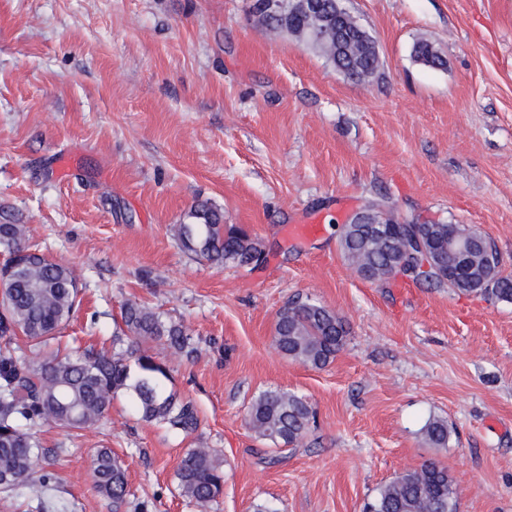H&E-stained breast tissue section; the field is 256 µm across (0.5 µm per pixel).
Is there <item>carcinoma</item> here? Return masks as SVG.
I'll use <instances>...</instances> for the list:
<instances>
[{
    "mask_svg": "<svg viewBox=\"0 0 512 512\" xmlns=\"http://www.w3.org/2000/svg\"><path fill=\"white\" fill-rule=\"evenodd\" d=\"M334 0H323L326 27L344 29L340 51L345 64L355 63L375 74L379 54L372 37L357 35L352 19L336 23ZM415 60L436 69L444 66L439 51L427 41L413 47ZM452 224H435L430 242L448 245ZM182 248L211 264L247 267L264 253L261 239L224 216L208 203H198L177 225ZM340 250L356 270L381 273L391 260L387 248L375 240L361 243L356 225L344 224ZM0 248L8 255L0 275L6 288L0 292V493L9 496L29 487L45 494L55 487L56 476L34 462L48 458L38 428L51 423L68 434L97 425L112 407L120 391L130 394L133 407L146 422L167 423L189 435L199 420L192 402L169 389L167 366L153 348L163 346L187 356L195 352L193 338L185 327L164 319L151 308L130 301L121 312L123 329L112 336V351L90 347L66 350L52 347L60 331L73 318L80 303V290L73 269L54 261L29 244L24 225L0 221ZM473 274L484 281L482 293L512 301V277L500 269H487L480 253L470 258ZM335 312L311 301L293 302L277 314L274 339L285 357L322 368L343 348L346 337L336 332ZM28 340L23 348L14 342L17 334ZM314 419L312 406L301 396L267 390L251 403L246 420L259 438L276 448L296 445ZM427 442L448 447V424L433 419L424 427ZM93 487L112 500L118 510L130 501L124 461L110 448L92 452ZM175 479L180 495L202 512L218 504L224 492V469L215 448H188L178 459ZM134 505V504H132ZM144 504L134 505L141 512ZM457 512V491L448 468L436 460L407 470L379 488L366 512Z\"/></svg>",
    "mask_w": 512,
    "mask_h": 512,
    "instance_id": "cac0c4a2",
    "label": "carcinoma"
}]
</instances>
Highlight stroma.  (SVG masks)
<instances>
[{"mask_svg": "<svg viewBox=\"0 0 512 512\" xmlns=\"http://www.w3.org/2000/svg\"><path fill=\"white\" fill-rule=\"evenodd\" d=\"M252 0H0V212L73 268L64 329L108 344L133 300L181 322L198 354L158 356L192 400L193 435L139 419L118 395L72 438L42 426L60 512H112L91 480L107 447L147 512H197L174 476L183 449H218L214 512H363L400 472L434 459L459 512H512V301L358 278L339 229L385 198L411 221L485 235L512 273V0H340L374 39L378 73L345 77ZM432 42L444 68L413 61ZM206 202L260 238L264 262L196 258L175 228ZM293 224L319 234L296 238ZM310 300L349 325L321 369L272 345L280 309ZM303 396L316 422L279 452L245 423L267 390ZM447 422L430 447L426 422ZM424 435L432 447H447L450 436L448 424L441 419L430 420L424 427Z\"/></svg>", "mask_w": 512, "mask_h": 512, "instance_id": "1", "label": "stroma"}]
</instances>
